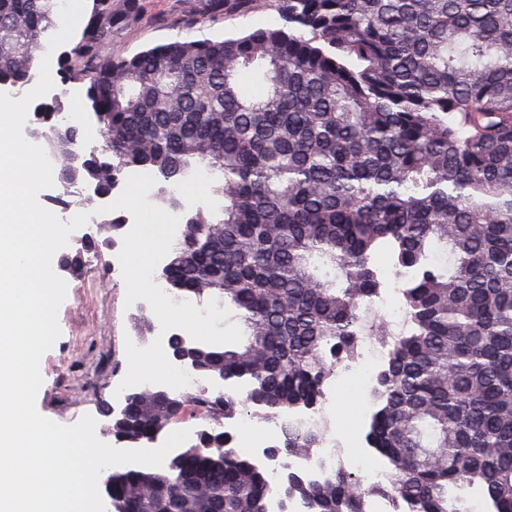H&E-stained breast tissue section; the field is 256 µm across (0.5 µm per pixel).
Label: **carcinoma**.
Here are the masks:
<instances>
[{
	"label": "carcinoma",
	"instance_id": "carcinoma-1",
	"mask_svg": "<svg viewBox=\"0 0 512 512\" xmlns=\"http://www.w3.org/2000/svg\"><path fill=\"white\" fill-rule=\"evenodd\" d=\"M254 0H200L172 22L194 27ZM148 0H92L56 75L81 83L102 143L78 153L79 127L55 121L58 98L31 130L54 158L65 205L91 183L109 197L128 170L178 185L202 165L219 179L222 218L175 191L180 248L160 279L178 297L231 303L245 341L178 339L173 351L215 383L175 395L126 396L116 441L154 443L188 407L209 419L175 461L112 471L117 512H268L266 471L224 432L240 408L265 419L317 411L336 367L364 337L387 349L365 435L391 481L339 468L315 482L290 471L282 505L306 512H464L479 487L489 512H512V0H278L288 28L175 40L129 56L112 40ZM55 0H0V85L35 76ZM255 76L260 93L243 92ZM85 238L60 267L77 276ZM395 268L404 328L369 321ZM324 430L285 424L276 459L320 447Z\"/></svg>",
	"mask_w": 512,
	"mask_h": 512
}]
</instances>
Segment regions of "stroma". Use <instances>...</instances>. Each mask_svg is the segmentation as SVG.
I'll use <instances>...</instances> for the list:
<instances>
[{
	"instance_id": "1",
	"label": "stroma",
	"mask_w": 512,
	"mask_h": 512,
	"mask_svg": "<svg viewBox=\"0 0 512 512\" xmlns=\"http://www.w3.org/2000/svg\"><path fill=\"white\" fill-rule=\"evenodd\" d=\"M198 0H152L149 11L135 26L112 43V52L128 56L143 49L175 40L206 39L238 35L260 27H281L285 20L274 0H255L244 14L223 18L188 29L172 22L173 13L191 11ZM87 228L72 233L67 252H82ZM85 270L81 277H67V294L58 311L61 334L40 362L43 384L38 392L39 413L62 425L75 424L84 415L97 422L99 439L112 443L105 406H124L112 386L128 370L127 339L140 334L141 318L151 308L126 306V287L121 274L110 273L106 261L110 249L82 252Z\"/></svg>"
}]
</instances>
